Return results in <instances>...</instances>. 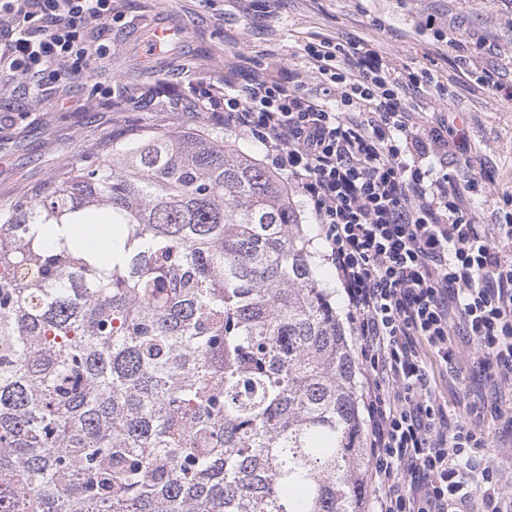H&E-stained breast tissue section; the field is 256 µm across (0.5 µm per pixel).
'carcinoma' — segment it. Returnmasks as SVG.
<instances>
[{"instance_id": "carcinoma-1", "label": "carcinoma", "mask_w": 512, "mask_h": 512, "mask_svg": "<svg viewBox=\"0 0 512 512\" xmlns=\"http://www.w3.org/2000/svg\"><path fill=\"white\" fill-rule=\"evenodd\" d=\"M103 222L112 262L43 225ZM355 357L282 179L135 124L0 204V512H363Z\"/></svg>"}]
</instances>
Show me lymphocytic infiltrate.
<instances>
[{
	"instance_id": "lymphocytic-infiltrate-1",
	"label": "lymphocytic infiltrate",
	"mask_w": 512,
	"mask_h": 512,
	"mask_svg": "<svg viewBox=\"0 0 512 512\" xmlns=\"http://www.w3.org/2000/svg\"><path fill=\"white\" fill-rule=\"evenodd\" d=\"M113 0H0L19 35L0 72L65 87L112 58L91 45ZM322 94L254 71L224 82L225 128L248 133L264 164L302 196L344 291L363 378L372 512H512V452L493 449L480 420L449 425L435 369L487 373L512 386V194L480 223L484 172L450 170L464 130L414 122L391 74L361 45L304 47Z\"/></svg>"
}]
</instances>
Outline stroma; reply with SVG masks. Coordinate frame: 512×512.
<instances>
[{
	"label": "stroma",
	"mask_w": 512,
	"mask_h": 512,
	"mask_svg": "<svg viewBox=\"0 0 512 512\" xmlns=\"http://www.w3.org/2000/svg\"><path fill=\"white\" fill-rule=\"evenodd\" d=\"M117 11L111 25L93 33L94 40L112 47L111 65L95 71L93 80H76L60 91L0 78V203L45 181L91 144L121 133L130 118L175 133L220 131L262 156L250 136L224 130L204 111L205 91L223 81L225 62L239 51L246 60L235 73L237 83L246 84L258 67L282 80L298 73L304 92H319L304 46L323 37L367 46L392 67L406 64L430 72V84L404 89L402 96L416 118L467 126V156L493 182L491 195L478 200L481 220L489 219L497 195L512 192V98L475 81L461 85L452 46L460 40L470 47L474 74L490 70L500 83L512 85V8L503 0H118ZM163 22L180 31L175 49L140 57L138 43L150 40ZM96 81L109 86L110 95L93 94ZM154 85L174 91L166 111L135 105L136 97ZM108 98L125 101V109H104ZM299 209L312 235L314 261L324 272L322 283L338 316H345L343 291L324 258L311 212L304 203ZM436 394L452 425L463 414L459 400L512 403V387L494 390L471 373L438 377Z\"/></svg>",
	"instance_id": "35a3bbf8"
}]
</instances>
